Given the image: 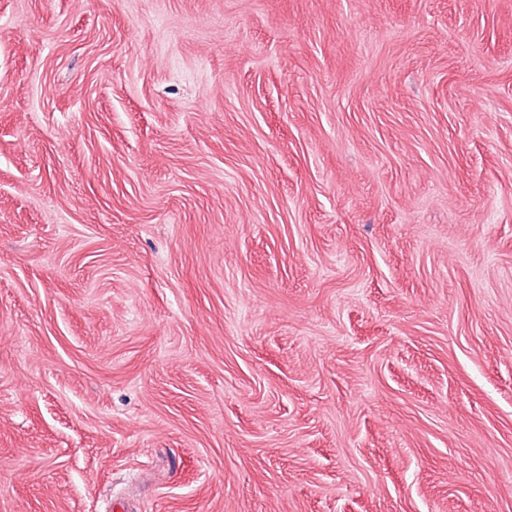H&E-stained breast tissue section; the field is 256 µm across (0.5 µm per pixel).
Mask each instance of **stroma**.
<instances>
[{"instance_id": "35a3bbf8", "label": "stroma", "mask_w": 512, "mask_h": 512, "mask_svg": "<svg viewBox=\"0 0 512 512\" xmlns=\"http://www.w3.org/2000/svg\"><path fill=\"white\" fill-rule=\"evenodd\" d=\"M0 512H512V0H0Z\"/></svg>"}]
</instances>
